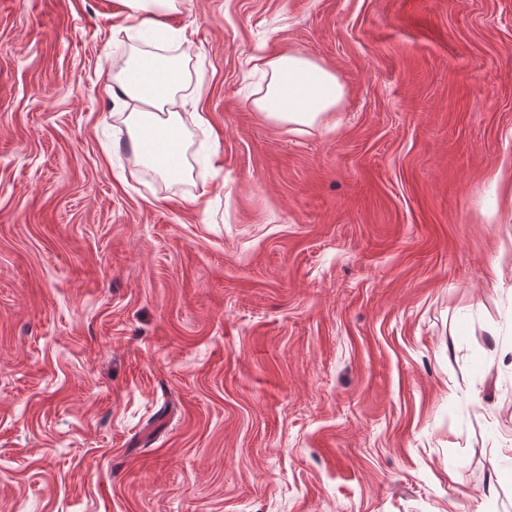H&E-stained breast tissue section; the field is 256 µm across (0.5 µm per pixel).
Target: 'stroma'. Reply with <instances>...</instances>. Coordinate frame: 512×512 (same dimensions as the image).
I'll return each instance as SVG.
<instances>
[{
  "label": "stroma",
  "instance_id": "obj_1",
  "mask_svg": "<svg viewBox=\"0 0 512 512\" xmlns=\"http://www.w3.org/2000/svg\"><path fill=\"white\" fill-rule=\"evenodd\" d=\"M141 22L0 0V512H512V0H182L185 180L106 92ZM289 51L336 127L253 109Z\"/></svg>",
  "mask_w": 512,
  "mask_h": 512
}]
</instances>
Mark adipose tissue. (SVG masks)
<instances>
[{
	"label": "adipose tissue",
	"instance_id": "adipose-tissue-1",
	"mask_svg": "<svg viewBox=\"0 0 512 512\" xmlns=\"http://www.w3.org/2000/svg\"><path fill=\"white\" fill-rule=\"evenodd\" d=\"M266 80L253 100L256 111L289 131L307 132L338 111L344 87L336 74L317 61L284 53L252 60ZM182 79V61L155 51L137 50L127 60L112 63L109 95H122L129 107L123 122L129 146L140 163L162 178H177L187 172L185 137L188 125H202V113H184L177 97Z\"/></svg>",
	"mask_w": 512,
	"mask_h": 512
}]
</instances>
